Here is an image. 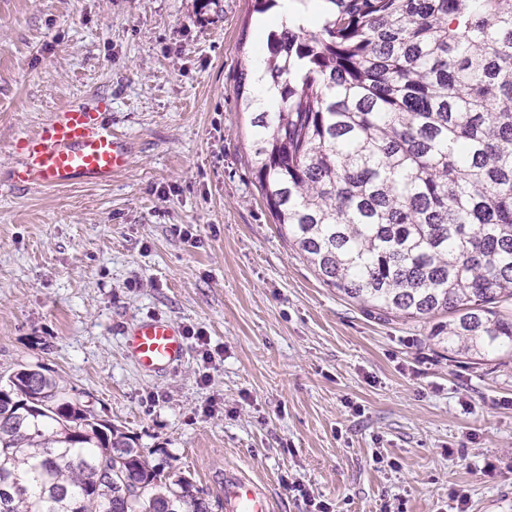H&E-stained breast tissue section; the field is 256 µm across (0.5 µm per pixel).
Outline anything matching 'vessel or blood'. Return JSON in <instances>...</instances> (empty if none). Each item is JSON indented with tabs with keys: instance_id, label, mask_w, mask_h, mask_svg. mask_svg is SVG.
<instances>
[{
	"instance_id": "b4317fda",
	"label": "vessel or blood",
	"mask_w": 512,
	"mask_h": 512,
	"mask_svg": "<svg viewBox=\"0 0 512 512\" xmlns=\"http://www.w3.org/2000/svg\"><path fill=\"white\" fill-rule=\"evenodd\" d=\"M130 162L128 142L113 132L105 110L70 106L29 138L14 180L53 187L78 181L105 184ZM125 351L142 372L162 375L184 358L187 344L174 322L152 318L128 329ZM224 512H271L266 485L225 467Z\"/></svg>"
}]
</instances>
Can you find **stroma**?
Segmentation results:
<instances>
[{"instance_id":"1","label":"stroma","mask_w":512,"mask_h":512,"mask_svg":"<svg viewBox=\"0 0 512 512\" xmlns=\"http://www.w3.org/2000/svg\"><path fill=\"white\" fill-rule=\"evenodd\" d=\"M254 5L0 0V374L54 371L214 504L230 464L275 512H454L456 490L469 512H512V358H449L426 324L326 286L274 223L235 94L266 48ZM100 105L127 170L12 183L30 135ZM151 317L188 332L162 376L124 351Z\"/></svg>"}]
</instances>
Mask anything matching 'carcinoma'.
I'll return each instance as SVG.
<instances>
[{
    "instance_id": "obj_1",
    "label": "carcinoma",
    "mask_w": 512,
    "mask_h": 512,
    "mask_svg": "<svg viewBox=\"0 0 512 512\" xmlns=\"http://www.w3.org/2000/svg\"><path fill=\"white\" fill-rule=\"evenodd\" d=\"M268 33L250 162L322 282L451 355L512 353V0H328ZM0 512H212L41 365L0 376Z\"/></svg>"
}]
</instances>
